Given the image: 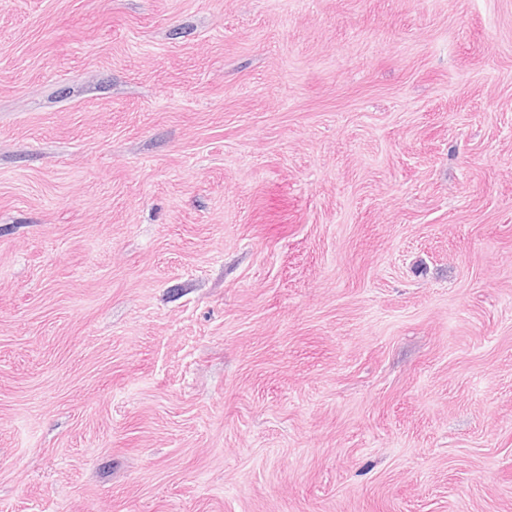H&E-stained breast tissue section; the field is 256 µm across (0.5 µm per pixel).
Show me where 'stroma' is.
I'll use <instances>...</instances> for the list:
<instances>
[{
  "mask_svg": "<svg viewBox=\"0 0 512 512\" xmlns=\"http://www.w3.org/2000/svg\"><path fill=\"white\" fill-rule=\"evenodd\" d=\"M0 512H512V0H0Z\"/></svg>",
  "mask_w": 512,
  "mask_h": 512,
  "instance_id": "35a3bbf8",
  "label": "stroma"
}]
</instances>
